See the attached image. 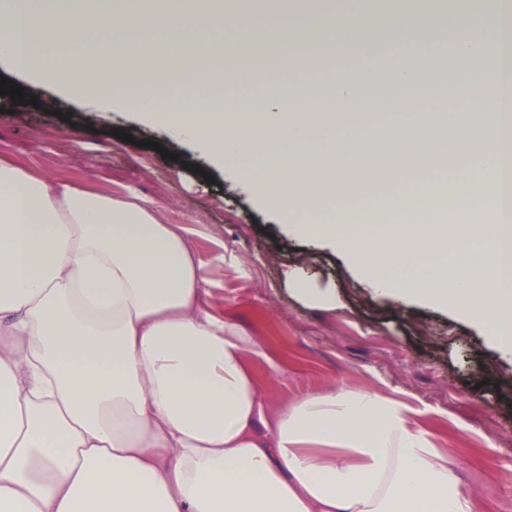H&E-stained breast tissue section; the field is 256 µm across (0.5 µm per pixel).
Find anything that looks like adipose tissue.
<instances>
[{"instance_id": "1", "label": "adipose tissue", "mask_w": 512, "mask_h": 512, "mask_svg": "<svg viewBox=\"0 0 512 512\" xmlns=\"http://www.w3.org/2000/svg\"><path fill=\"white\" fill-rule=\"evenodd\" d=\"M193 28L152 29L145 0H5L0 62L32 82L105 112L136 86L137 119L203 150L215 167L279 213L289 235L343 252L370 290L395 303L445 308L483 326L512 359V0H396L400 36L434 40L448 19L460 58L496 61L456 131L439 132L419 89L431 62L389 72L416 122L388 141L368 130L372 71L355 83L289 90L264 50L312 71L346 48L344 30L375 28L367 0H288L270 32L253 14L189 0ZM246 29L247 54L227 83L265 74L273 97L225 104L174 98L218 62L217 29ZM352 131L342 133L338 117ZM279 142L288 154L272 157ZM467 172L453 193L402 199L383 217L346 211L302 219L325 199L404 179L435 159ZM477 238L474 251L451 243ZM305 305L335 309V288L285 271ZM187 237L160 208L85 188L0 158V512H476L447 451L396 396L345 383L302 395L267 421L251 358L262 349L204 307Z\"/></svg>"}]
</instances>
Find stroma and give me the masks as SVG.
<instances>
[{
	"label": "stroma",
	"instance_id": "35a3bbf8",
	"mask_svg": "<svg viewBox=\"0 0 512 512\" xmlns=\"http://www.w3.org/2000/svg\"><path fill=\"white\" fill-rule=\"evenodd\" d=\"M398 54L436 58V84L483 73L448 46L418 43L394 46L370 63L345 59L325 73L297 70L290 80L328 83L369 66L383 76ZM25 91L37 96V106L0 96V157L115 197L163 204L166 223L182 229L200 264L209 309L262 343L264 354L252 366L269 410L338 381L395 394L447 449L463 491L481 500L479 512L512 505V361L497 358L483 328L449 310L399 307L376 296L341 252L323 249L304 262L306 245L284 232L277 214L213 170L198 150L137 124L132 114L107 123L50 86L29 84ZM273 94L259 80L174 88L176 98L202 102ZM123 132L130 141L120 140ZM149 140L156 149L146 148ZM208 172L213 182L204 181ZM299 263L310 277L336 286L339 309L309 308L290 294L283 273Z\"/></svg>",
	"mask_w": 512,
	"mask_h": 512
}]
</instances>
